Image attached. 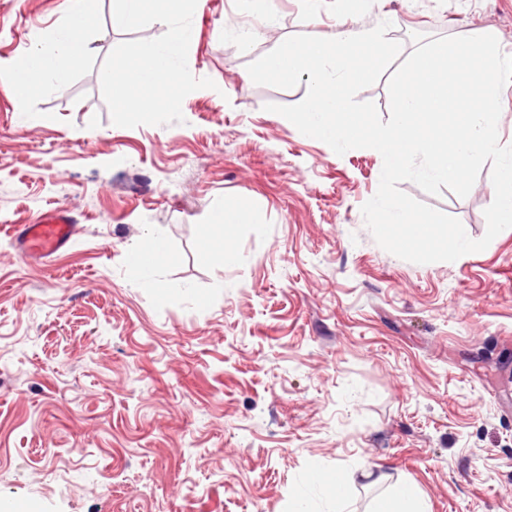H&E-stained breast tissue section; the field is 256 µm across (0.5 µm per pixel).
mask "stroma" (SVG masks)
I'll return each instance as SVG.
<instances>
[{"label": "stroma", "instance_id": "stroma-1", "mask_svg": "<svg viewBox=\"0 0 512 512\" xmlns=\"http://www.w3.org/2000/svg\"><path fill=\"white\" fill-rule=\"evenodd\" d=\"M98 0L92 51L29 100L0 82V512H377L415 482L427 512H512V229L453 262L414 264L375 241L361 206L381 154L337 155L268 103L307 93L254 84L247 66L286 38L390 21L402 56L428 39L496 33L512 0H199L188 65L215 86L184 123L115 126L100 68L129 33ZM65 0H0V63L65 22ZM249 48H242L243 38ZM400 188L483 237L491 168L468 196ZM258 215L226 238L224 204ZM67 206L80 226L49 266L11 228ZM161 230L172 264L149 288L129 260ZM382 474L372 483L367 471ZM255 217L254 210H245L237 205L224 204V208L216 210L211 219L212 235L222 240V247L216 253V257L224 266L234 265L239 260L238 253L229 248H224L223 239L237 225Z\"/></svg>", "mask_w": 512, "mask_h": 512}]
</instances>
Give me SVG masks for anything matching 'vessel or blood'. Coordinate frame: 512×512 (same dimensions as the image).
<instances>
[{"label": "vessel or blood", "instance_id": "1", "mask_svg": "<svg viewBox=\"0 0 512 512\" xmlns=\"http://www.w3.org/2000/svg\"><path fill=\"white\" fill-rule=\"evenodd\" d=\"M78 232L70 211L57 207L46 213L39 223L17 225L13 243L21 254L45 264L66 251Z\"/></svg>", "mask_w": 512, "mask_h": 512}]
</instances>
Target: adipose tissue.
<instances>
[{
	"mask_svg": "<svg viewBox=\"0 0 512 512\" xmlns=\"http://www.w3.org/2000/svg\"><path fill=\"white\" fill-rule=\"evenodd\" d=\"M97 0H77L69 20L55 34L38 43L22 63L0 66V79H9L20 99L67 82L74 64L90 53L88 34L93 27Z\"/></svg>",
	"mask_w": 512,
	"mask_h": 512,
	"instance_id": "obj_1",
	"label": "adipose tissue"
}]
</instances>
